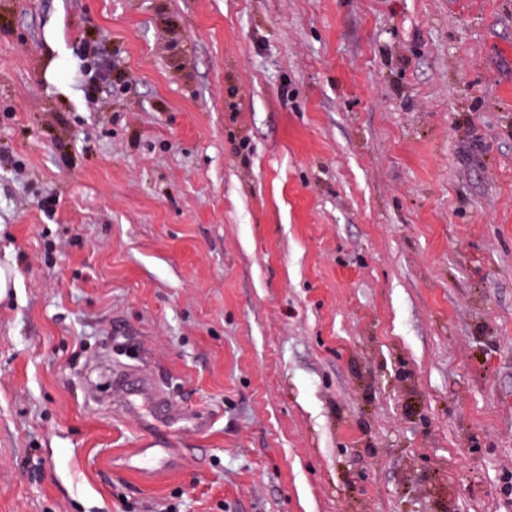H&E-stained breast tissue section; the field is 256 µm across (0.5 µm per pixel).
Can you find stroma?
<instances>
[{
    "instance_id": "stroma-1",
    "label": "stroma",
    "mask_w": 512,
    "mask_h": 512,
    "mask_svg": "<svg viewBox=\"0 0 512 512\" xmlns=\"http://www.w3.org/2000/svg\"><path fill=\"white\" fill-rule=\"evenodd\" d=\"M5 263L0 512H512V0H0ZM131 379L137 383L138 390L135 395L150 403L154 408L155 414L165 419L166 422L182 427L202 428L204 426L207 420L204 414L194 413L191 415L186 413L178 405L166 399L144 375L135 374L124 379H115L114 386L125 390ZM180 426L173 431L181 430ZM177 448H135L125 457L128 471L144 474L157 470H172L177 464Z\"/></svg>"
}]
</instances>
